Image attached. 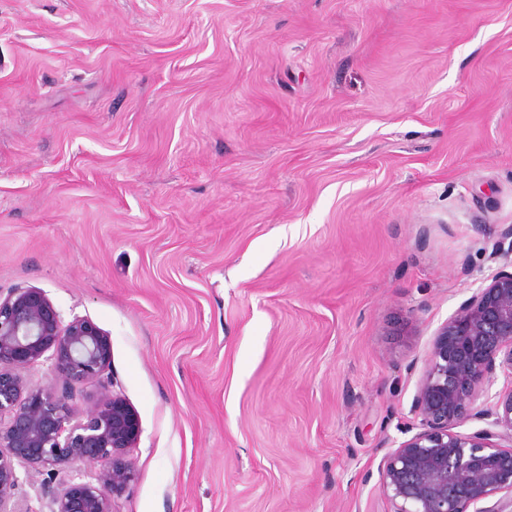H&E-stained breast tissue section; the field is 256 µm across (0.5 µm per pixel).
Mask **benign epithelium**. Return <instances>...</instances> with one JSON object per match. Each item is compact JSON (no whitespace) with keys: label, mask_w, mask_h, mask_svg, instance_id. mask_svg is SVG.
Returning <instances> with one entry per match:
<instances>
[{"label":"benign epithelium","mask_w":512,"mask_h":512,"mask_svg":"<svg viewBox=\"0 0 512 512\" xmlns=\"http://www.w3.org/2000/svg\"><path fill=\"white\" fill-rule=\"evenodd\" d=\"M110 338L84 317L63 322L45 292H0V512H117L135 478L131 449L141 434L126 400L108 390ZM50 363L61 385L29 383L22 371ZM512 381V271L501 270L435 333L413 399L420 430L382 460L380 487L393 512H506L512 507V386L486 401L489 379ZM102 390L89 410L75 400ZM471 418L494 429L460 434ZM57 478L36 499L12 501L16 467ZM498 500L491 506L487 502Z\"/></svg>","instance_id":"1"}]
</instances>
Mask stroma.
Masks as SVG:
<instances>
[{
  "label": "stroma",
  "instance_id": "stroma-1",
  "mask_svg": "<svg viewBox=\"0 0 512 512\" xmlns=\"http://www.w3.org/2000/svg\"><path fill=\"white\" fill-rule=\"evenodd\" d=\"M512 229V0H0V290L108 334L120 512H390Z\"/></svg>",
  "mask_w": 512,
  "mask_h": 512
}]
</instances>
